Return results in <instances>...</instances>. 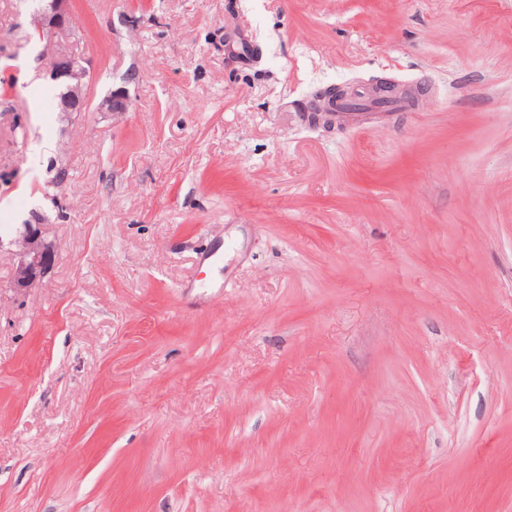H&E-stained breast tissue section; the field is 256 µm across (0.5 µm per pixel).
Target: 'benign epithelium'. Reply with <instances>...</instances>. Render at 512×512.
Instances as JSON below:
<instances>
[{
  "mask_svg": "<svg viewBox=\"0 0 512 512\" xmlns=\"http://www.w3.org/2000/svg\"><path fill=\"white\" fill-rule=\"evenodd\" d=\"M47 7L33 15V27L39 40L51 44L53 51L50 58V75L54 79L70 78L73 83L60 98V111L83 112L86 110L90 96L91 84L86 81L87 69L78 58L72 55L68 46L79 40L78 32L72 25L69 9L70 0H45ZM373 95L389 96L409 100L415 92L402 89L390 79H379L372 86ZM351 91L343 86L327 88L311 105V120L324 127L335 124L337 113ZM101 112H125L128 110L127 99L123 96L110 94L99 103ZM17 263L13 272L12 288L24 294L35 287L50 272L55 262V247L48 241L39 224H25L14 239L11 240Z\"/></svg>",
  "mask_w": 512,
  "mask_h": 512,
  "instance_id": "1",
  "label": "benign epithelium"
}]
</instances>
